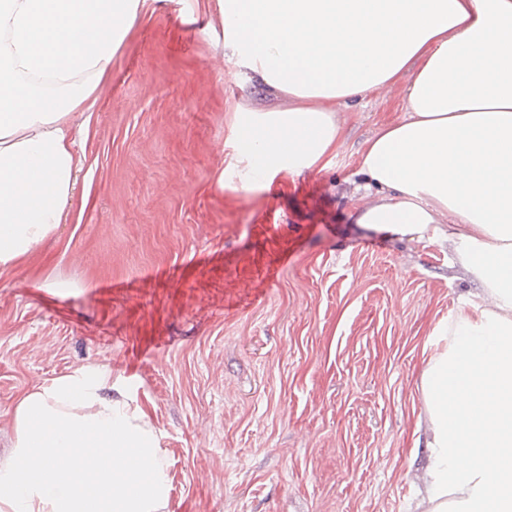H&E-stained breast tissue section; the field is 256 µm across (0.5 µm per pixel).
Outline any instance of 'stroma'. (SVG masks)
Wrapping results in <instances>:
<instances>
[{
    "label": "stroma",
    "mask_w": 512,
    "mask_h": 512,
    "mask_svg": "<svg viewBox=\"0 0 512 512\" xmlns=\"http://www.w3.org/2000/svg\"><path fill=\"white\" fill-rule=\"evenodd\" d=\"M208 20L139 14L88 101L89 205L0 271V464L20 394L98 366L161 435L166 512H415L422 349L475 291L450 249L352 222L344 180L401 95L343 110L328 168L217 190L234 107L263 95Z\"/></svg>",
    "instance_id": "35a3bbf8"
}]
</instances>
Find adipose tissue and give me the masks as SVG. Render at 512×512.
<instances>
[{
	"label": "adipose tissue",
	"mask_w": 512,
	"mask_h": 512,
	"mask_svg": "<svg viewBox=\"0 0 512 512\" xmlns=\"http://www.w3.org/2000/svg\"><path fill=\"white\" fill-rule=\"evenodd\" d=\"M226 59L271 105L236 106L241 186L326 168L338 113L402 93L356 154L361 228L450 243L481 303L441 320L421 373L426 512H512V0H207ZM147 0H0V268L63 223L82 157L74 117ZM288 106H281L280 97ZM79 368L25 391L0 512H164L170 478L148 413Z\"/></svg>",
	"instance_id": "ef3b65f1"
}]
</instances>
